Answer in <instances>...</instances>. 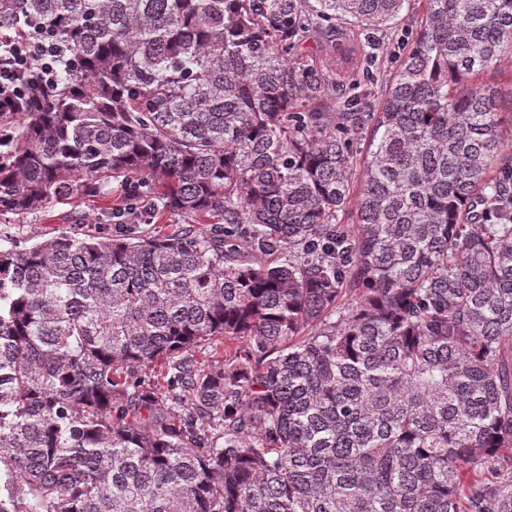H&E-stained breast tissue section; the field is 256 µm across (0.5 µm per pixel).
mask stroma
<instances>
[{
  "label": "stroma",
  "instance_id": "stroma-1",
  "mask_svg": "<svg viewBox=\"0 0 512 512\" xmlns=\"http://www.w3.org/2000/svg\"><path fill=\"white\" fill-rule=\"evenodd\" d=\"M417 17L415 0H406L399 16L384 28L337 21L335 43H327L318 33H309L297 59L314 75L329 77L330 101L348 104L354 112L373 111L378 103L377 90L416 38ZM100 207L96 198L86 197L23 217L0 215V248L24 247L62 234L118 235V225L99 223Z\"/></svg>",
  "mask_w": 512,
  "mask_h": 512
}]
</instances>
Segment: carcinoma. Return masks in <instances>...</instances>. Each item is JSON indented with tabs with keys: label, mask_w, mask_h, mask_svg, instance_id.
I'll use <instances>...</instances> for the list:
<instances>
[{
	"label": "carcinoma",
	"mask_w": 512,
	"mask_h": 512,
	"mask_svg": "<svg viewBox=\"0 0 512 512\" xmlns=\"http://www.w3.org/2000/svg\"><path fill=\"white\" fill-rule=\"evenodd\" d=\"M404 2L0 0L67 50L0 106V215L187 219L0 249V512H512V0H421L366 157L294 111L313 19ZM476 80L497 88L499 112H511L512 115V58L505 60L497 69L480 74Z\"/></svg>",
	"instance_id": "cac0c4a2"
}]
</instances>
